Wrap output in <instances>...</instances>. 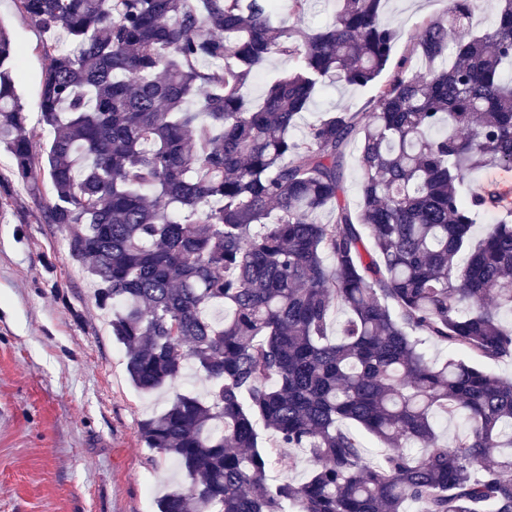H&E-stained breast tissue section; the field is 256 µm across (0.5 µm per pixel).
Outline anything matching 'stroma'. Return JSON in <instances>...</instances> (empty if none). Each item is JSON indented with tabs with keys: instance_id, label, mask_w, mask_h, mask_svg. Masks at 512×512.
<instances>
[{
	"instance_id": "1",
	"label": "stroma",
	"mask_w": 512,
	"mask_h": 512,
	"mask_svg": "<svg viewBox=\"0 0 512 512\" xmlns=\"http://www.w3.org/2000/svg\"><path fill=\"white\" fill-rule=\"evenodd\" d=\"M444 9L443 0H389L395 57L423 19ZM0 24L21 50L18 93L37 121L44 35L12 0H0ZM373 96L370 86H330L303 120L364 110ZM42 204L21 192L0 206V512H157L159 497L188 480L146 448L138 423L174 394H205L208 383L193 367L158 393L133 386L124 348L65 234L39 223Z\"/></svg>"
}]
</instances>
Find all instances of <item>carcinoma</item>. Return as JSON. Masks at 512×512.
Here are the masks:
<instances>
[{"mask_svg": "<svg viewBox=\"0 0 512 512\" xmlns=\"http://www.w3.org/2000/svg\"><path fill=\"white\" fill-rule=\"evenodd\" d=\"M13 2L70 40L40 46L41 149L0 26L14 179L49 186L39 223L86 262L134 386L152 393L189 362L210 383L138 423L188 479L158 512H512V381L485 368L512 357V209L466 191L512 170V0L479 31L485 0H448L393 69L385 0H331L313 31L280 16L316 0ZM276 55L296 64L254 104L244 90ZM334 83L374 86L371 110L295 134ZM456 418L465 429L439 443ZM275 457L311 463L308 477L268 482ZM356 154L355 147L350 148L351 157L347 160L346 166V193L345 200L351 208H355L360 201L359 196V174L353 157Z\"/></svg>", "mask_w": 512, "mask_h": 512, "instance_id": "cac0c4a2", "label": "carcinoma"}]
</instances>
